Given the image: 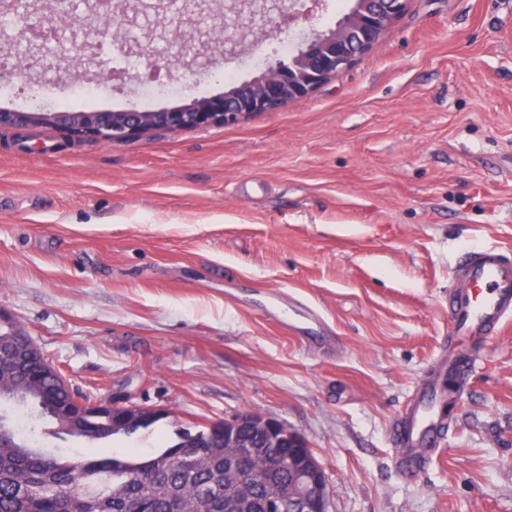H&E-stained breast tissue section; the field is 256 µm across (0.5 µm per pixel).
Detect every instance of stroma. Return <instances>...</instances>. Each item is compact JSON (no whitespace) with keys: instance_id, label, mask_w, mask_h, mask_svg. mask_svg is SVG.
<instances>
[{"instance_id":"stroma-1","label":"stroma","mask_w":512,"mask_h":512,"mask_svg":"<svg viewBox=\"0 0 512 512\" xmlns=\"http://www.w3.org/2000/svg\"><path fill=\"white\" fill-rule=\"evenodd\" d=\"M349 0L226 53L193 38L178 94L223 92L287 60ZM135 70L101 82L100 111L139 106ZM66 61L0 68V109ZM512 249V0H409L404 17L307 99L238 123L61 144L0 128V313L75 390L166 416L116 451L240 413L301 433L324 466L329 512H512V328L475 344L473 384L438 461L412 481L389 462L433 355L456 344L443 301L473 245ZM302 301L332 328L324 352L269 301Z\"/></svg>"}]
</instances>
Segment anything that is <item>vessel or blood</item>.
I'll return each mask as SVG.
<instances>
[{
  "label": "vessel or blood",
  "mask_w": 512,
  "mask_h": 512,
  "mask_svg": "<svg viewBox=\"0 0 512 512\" xmlns=\"http://www.w3.org/2000/svg\"><path fill=\"white\" fill-rule=\"evenodd\" d=\"M453 285L445 307L455 336L478 339L498 335L512 323V252L496 245L468 250L452 271ZM288 330L304 343L323 344L329 337L315 310L305 303L288 307ZM476 366L467 351L440 353L423 375L403 411L401 438L392 464L406 479H414L438 458L445 446L448 403L446 376H465Z\"/></svg>",
  "instance_id": "vessel-or-blood-1"
}]
</instances>
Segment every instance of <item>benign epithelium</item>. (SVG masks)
<instances>
[{
    "label": "benign epithelium",
    "instance_id": "obj_1",
    "mask_svg": "<svg viewBox=\"0 0 512 512\" xmlns=\"http://www.w3.org/2000/svg\"><path fill=\"white\" fill-rule=\"evenodd\" d=\"M409 0H360L353 6L347 25L358 29L361 38L350 43L341 26L326 30H309L301 34L297 56L265 68L250 81L256 92L255 100L244 103L230 92L209 97L194 98L190 102L157 110H123L118 113L88 110L89 120L84 125H73L69 114L45 111L0 110V128H29L57 126L69 140L94 139L102 142L126 141L155 130H182L207 128L235 123L259 112L278 109L292 101L309 97L327 84L359 57L370 52L384 33L406 12ZM320 0H212L207 5L209 15L222 19L211 26L215 40L236 49L249 36H256L268 26H291L311 14ZM92 14L104 15L112 21L107 35L113 48L121 53L139 56L145 60L146 70L154 77L169 72L174 63L185 56L187 44L161 58L145 51L143 44L131 32L128 19L133 9L131 0H91ZM0 11L12 14L18 20L19 40L32 48L26 66L46 70L53 64L57 52L54 45L59 36L68 30L70 11L66 0H44L36 7L17 10V0H0ZM97 37L85 35L81 41L70 42L66 53L83 60L94 58L93 45ZM244 424L274 438L288 440V447L295 448L305 458L302 462L288 460V467L295 476L286 485L266 484L268 512H328L330 484L326 471L310 453L309 444L299 433L285 425L249 413L239 414L223 422L224 451L231 456L242 453V444L236 431ZM265 478L249 471L236 474L238 496L242 500L251 494Z\"/></svg>",
    "mask_w": 512,
    "mask_h": 512
}]
</instances>
